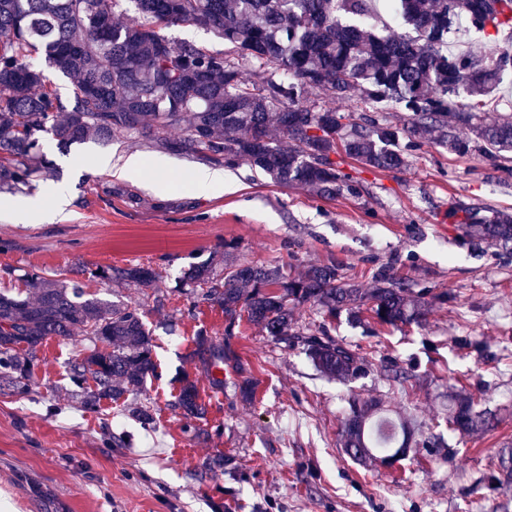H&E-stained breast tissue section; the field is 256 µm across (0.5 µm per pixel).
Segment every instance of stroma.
<instances>
[{
    "mask_svg": "<svg viewBox=\"0 0 512 512\" xmlns=\"http://www.w3.org/2000/svg\"><path fill=\"white\" fill-rule=\"evenodd\" d=\"M34 187H66L70 205L51 224L0 221V287L25 273L84 282L94 297L144 311L152 334L155 378L142 392L85 411L69 379L91 343L76 335L47 339L23 394H0V512H512V489L490 490L498 453L512 448V255L488 246L474 253L448 209L456 201L512 210V161L459 156L436 144L413 153L401 172L336 160L358 183L331 199L283 187L242 163L224 170L220 194L192 181L205 157L137 136L58 148ZM103 153L136 154L141 179L96 173ZM163 158L165 171L153 163ZM239 263L288 264L296 270L333 262L369 288L380 267L413 288L448 293L419 325L391 327L370 313L328 319L310 305L298 326L326 325L330 336L364 358L365 376L331 379L302 347L275 341L241 323L226 334L223 312L176 290L190 263L214 259L224 245ZM155 270L154 287L89 278L96 267ZM220 343L228 360L207 376L192 359L198 332ZM482 342L488 357L459 346ZM255 391L244 401L239 383ZM196 380L206 408L196 432L175 402L184 378ZM223 379V387L211 378ZM483 393L499 421L460 436L448 427L449 389ZM380 400L411 421L413 439L438 436V459L412 453L388 467L359 464L339 445L351 397ZM152 419L141 422L132 410Z\"/></svg>",
    "mask_w": 512,
    "mask_h": 512,
    "instance_id": "obj_1",
    "label": "stroma"
}]
</instances>
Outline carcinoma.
<instances>
[{
    "mask_svg": "<svg viewBox=\"0 0 512 512\" xmlns=\"http://www.w3.org/2000/svg\"><path fill=\"white\" fill-rule=\"evenodd\" d=\"M122 0H0V191L32 185L33 160L49 136L66 148L86 140L107 142L116 133L164 142L234 166L246 161L281 186L307 187L321 198L353 193L350 174L333 155L342 151L368 169L403 170L409 157L431 141L448 152L479 151L491 159L512 152V116L495 101L512 84V0H385L384 7L411 28L407 34L378 30L367 21L374 0H134L138 16L126 24L113 17ZM497 47L478 55L448 51V34L460 22ZM179 23L212 30L234 57L190 42L176 43L164 29ZM508 46H499V36ZM76 84L74 104L48 88L49 78L31 59ZM246 62L258 80L241 72ZM318 90L331 100L368 105L350 122L336 109L311 104ZM408 113L397 125L383 113ZM448 223L479 245L512 252V213L457 203ZM91 277L150 288L155 271L100 268ZM25 290H0V382L27 389L38 351L51 337L79 332L98 343L75 361L71 382L86 393L84 408L100 400L140 392L154 376L152 332L136 307L90 297L81 283L26 274ZM177 287L200 292L224 312L227 334L243 320L278 341L297 343L324 374L347 380L365 373L356 353L325 329L293 323V310L311 304L334 318L369 311L380 324H420L432 301L381 268L365 292L334 263L292 274L279 266L231 265L216 274L205 261L193 264ZM195 357L210 367L224 349L206 337ZM448 427L461 436L484 432L497 414L474 409L473 398L451 397ZM184 415L202 417L193 381L175 402ZM407 421L390 416L377 401L349 400L341 444L355 461L390 458L410 451ZM512 484V452L499 454L494 489Z\"/></svg>",
    "mask_w": 512,
    "mask_h": 512,
    "instance_id": "carcinoma-1",
    "label": "carcinoma"
}]
</instances>
